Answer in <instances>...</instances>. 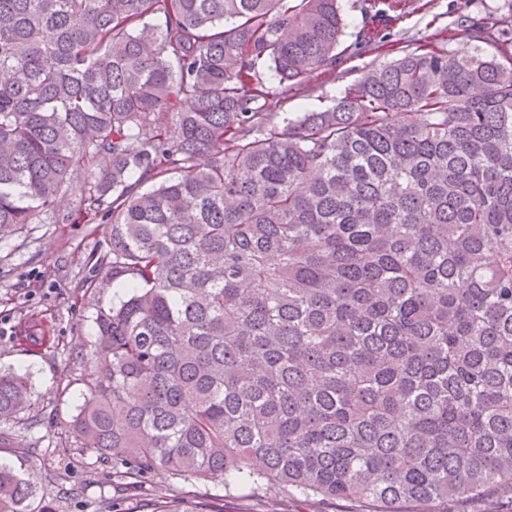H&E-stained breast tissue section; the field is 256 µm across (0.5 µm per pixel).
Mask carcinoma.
<instances>
[{"mask_svg":"<svg viewBox=\"0 0 512 512\" xmlns=\"http://www.w3.org/2000/svg\"><path fill=\"white\" fill-rule=\"evenodd\" d=\"M345 27L342 0H0V239L65 189L110 223L99 264L132 283L72 435L126 491L165 471L318 512L512 494V16L496 55L423 45L274 125ZM32 395L0 372V419ZM36 497L0 463V512H58Z\"/></svg>","mask_w":512,"mask_h":512,"instance_id":"1","label":"carcinoma"}]
</instances>
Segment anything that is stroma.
<instances>
[{"label":"stroma","instance_id":"obj_1","mask_svg":"<svg viewBox=\"0 0 512 512\" xmlns=\"http://www.w3.org/2000/svg\"><path fill=\"white\" fill-rule=\"evenodd\" d=\"M370 0H344L348 27L344 43L354 42L365 24L386 34L388 49L368 47L344 61L341 78L321 76L311 91H289L277 107L276 125L300 112L332 106L344 89L363 71L388 63L425 43L452 53L491 52L489 43L472 38L473 29L488 26L512 13V0H400L398 13L372 19ZM455 31L446 37L445 28ZM67 222L27 225L0 240V368L29 374L35 395L18 420L0 422L12 447H0V461L22 467L33 478L43 500L60 504L62 512H151L156 499L170 502L191 496L196 512L223 504L224 512H266L264 493L248 489L226 495L221 479L195 486L166 473L153 474L140 497L126 496L112 477V468L84 456L70 434V423L86 388L83 377L90 367L89 353L97 331L98 310L115 302L124 285L112 282L94 259L109 249L107 224L88 223L74 212L73 197L58 203ZM98 286L88 289L89 277ZM44 323L54 348L41 352L18 344L15 335L25 322Z\"/></svg>","mask_w":512,"mask_h":512}]
</instances>
